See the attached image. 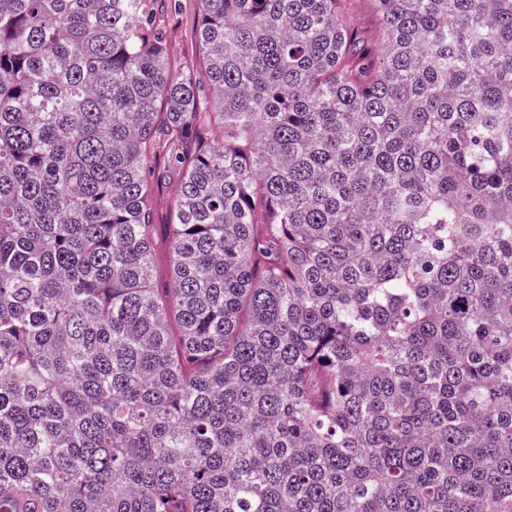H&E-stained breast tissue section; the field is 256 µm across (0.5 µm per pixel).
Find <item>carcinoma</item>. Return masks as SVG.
<instances>
[{
  "mask_svg": "<svg viewBox=\"0 0 512 512\" xmlns=\"http://www.w3.org/2000/svg\"><path fill=\"white\" fill-rule=\"evenodd\" d=\"M163 3L0 0V512H512V0ZM160 20L166 30L174 68L193 69L197 80L205 84L206 69L198 59V33L201 25L198 0H173L172 6L165 2ZM177 176L168 174L165 180H161L155 187L153 209L157 226V247L155 253V270L162 280H168L170 264V251L166 238V229L163 224H169L170 208L176 190Z\"/></svg>",
  "mask_w": 512,
  "mask_h": 512,
  "instance_id": "carcinoma-1",
  "label": "carcinoma"
}]
</instances>
